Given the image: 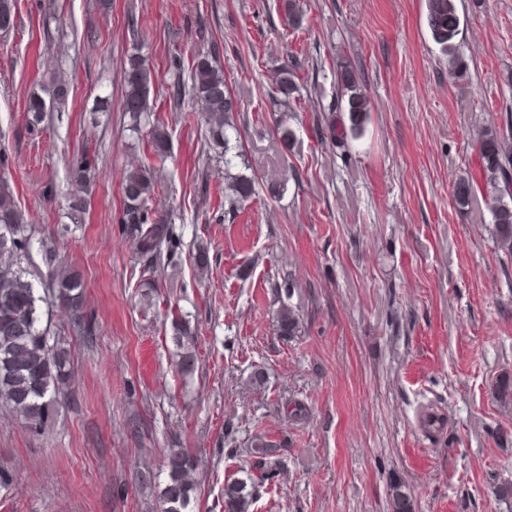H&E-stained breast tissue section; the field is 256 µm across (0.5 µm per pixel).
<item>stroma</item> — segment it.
I'll return each instance as SVG.
<instances>
[{"label":"stroma","instance_id":"obj_1","mask_svg":"<svg viewBox=\"0 0 512 512\" xmlns=\"http://www.w3.org/2000/svg\"><path fill=\"white\" fill-rule=\"evenodd\" d=\"M289 27L282 0H17L0 33V156L35 235L50 239L87 289L97 330L45 319L71 352V396L39 432L0 409V512H161L172 448L191 449L193 512H224V482L252 443L273 444L278 474L252 512H391L390 477L415 512H512V257L499 251L489 203L464 210L454 183L478 172L477 140L512 117V0H457L455 39L469 65L455 81L431 38L426 0H301ZM138 30L167 119L171 154L151 205L173 210L175 266L141 287L123 237L120 181L148 159L128 131L121 74ZM219 46L238 99L242 152L263 184L225 214L224 166L206 158V126L173 119L169 57ZM371 100L362 139L320 134L339 61ZM292 68L291 108L272 87ZM70 87L48 127L29 134L31 93ZM294 132L275 133L276 120ZM95 147L99 173L84 224H71L69 163ZM288 175L286 191L267 181ZM209 253L199 270L194 256ZM295 283L300 331L277 336L275 288ZM189 319L199 363L177 366L173 319ZM264 385L252 384L255 370ZM305 418H291L295 403ZM442 429L423 427L425 414Z\"/></svg>","mask_w":512,"mask_h":512}]
</instances>
